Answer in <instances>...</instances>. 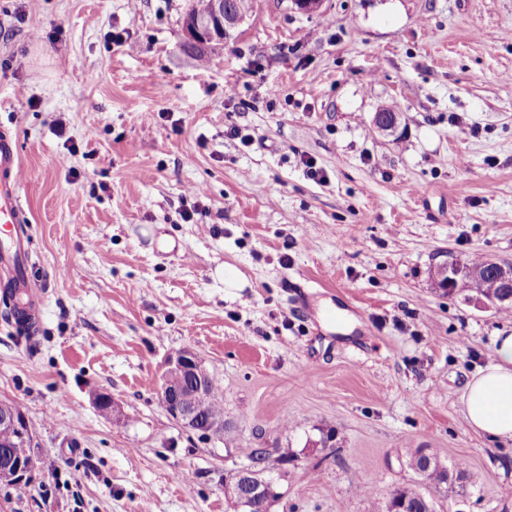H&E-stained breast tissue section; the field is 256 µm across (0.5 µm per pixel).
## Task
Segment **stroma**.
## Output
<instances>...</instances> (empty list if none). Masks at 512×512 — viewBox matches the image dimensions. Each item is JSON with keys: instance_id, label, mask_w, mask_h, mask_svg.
Masks as SVG:
<instances>
[{"instance_id": "35a3bbf8", "label": "stroma", "mask_w": 512, "mask_h": 512, "mask_svg": "<svg viewBox=\"0 0 512 512\" xmlns=\"http://www.w3.org/2000/svg\"><path fill=\"white\" fill-rule=\"evenodd\" d=\"M188 6L0 0V126L46 287L30 342L0 302V402L39 456L0 512H246L225 480L250 448L270 512H371L361 484L419 488V450L467 472L436 512H512V441L463 419L512 314L433 280L512 264V0H251L203 61ZM185 349L222 383L223 441L159 401Z\"/></svg>"}]
</instances>
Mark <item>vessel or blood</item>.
Listing matches in <instances>:
<instances>
[{
  "instance_id": "obj_1",
  "label": "vessel or blood",
  "mask_w": 512,
  "mask_h": 512,
  "mask_svg": "<svg viewBox=\"0 0 512 512\" xmlns=\"http://www.w3.org/2000/svg\"><path fill=\"white\" fill-rule=\"evenodd\" d=\"M24 179L18 142L0 132V272L19 288L29 313H36L44 293L29 266L30 242L20 202Z\"/></svg>"
}]
</instances>
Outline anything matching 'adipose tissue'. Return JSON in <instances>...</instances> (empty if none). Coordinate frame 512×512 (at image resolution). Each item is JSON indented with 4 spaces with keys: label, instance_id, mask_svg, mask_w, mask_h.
<instances>
[{
    "label": "adipose tissue",
    "instance_id": "obj_1",
    "mask_svg": "<svg viewBox=\"0 0 512 512\" xmlns=\"http://www.w3.org/2000/svg\"><path fill=\"white\" fill-rule=\"evenodd\" d=\"M463 400L469 428L512 440V333L497 337L492 362L466 382Z\"/></svg>",
    "mask_w": 512,
    "mask_h": 512
}]
</instances>
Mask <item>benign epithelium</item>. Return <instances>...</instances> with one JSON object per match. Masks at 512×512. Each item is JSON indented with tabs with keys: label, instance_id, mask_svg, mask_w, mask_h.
Returning a JSON list of instances; mask_svg holds the SVG:
<instances>
[{
	"label": "benign epithelium",
	"instance_id": "benign-epithelium-1",
	"mask_svg": "<svg viewBox=\"0 0 512 512\" xmlns=\"http://www.w3.org/2000/svg\"><path fill=\"white\" fill-rule=\"evenodd\" d=\"M245 18L233 0H213L212 11L200 14L189 9L183 18L185 43L201 50H207L230 41ZM397 115L377 112L373 118L376 130L387 135L396 127ZM434 278L443 280L456 289L462 282L478 285V273L464 264L452 267L441 265L434 271ZM209 373L197 354L183 350L168 362L158 390L160 402L166 412L184 428L209 438L217 430L224 429V411L218 407L207 415L204 426H199L200 411L196 405V395L203 391ZM25 417L11 404L0 403V423L20 427ZM10 456L16 460L13 468H0V478L20 485L31 480L37 470L39 460L35 452L31 432H23L22 443L11 447ZM232 485L239 501L255 509L266 510V506L278 497L273 479L257 478L253 472L242 466L232 473Z\"/></svg>",
	"mask_w": 512,
	"mask_h": 512
}]
</instances>
